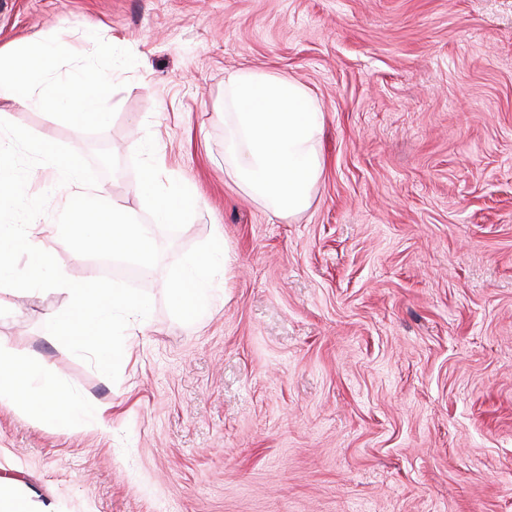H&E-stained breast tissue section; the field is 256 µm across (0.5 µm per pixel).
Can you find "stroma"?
<instances>
[{
  "instance_id": "obj_1",
  "label": "stroma",
  "mask_w": 512,
  "mask_h": 512,
  "mask_svg": "<svg viewBox=\"0 0 512 512\" xmlns=\"http://www.w3.org/2000/svg\"><path fill=\"white\" fill-rule=\"evenodd\" d=\"M66 41L50 72L112 74L106 124L7 121L91 160L152 225L118 381L21 293L0 343L105 422L71 432L0 402V475L54 512H512V0H0V47ZM289 76L321 102L310 207L274 217L227 173L224 77ZM193 197L153 226V153ZM66 276L104 261L43 240ZM205 317L173 280L211 248Z\"/></svg>"
}]
</instances>
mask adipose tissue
Masks as SVG:
<instances>
[{
  "instance_id": "1",
  "label": "adipose tissue",
  "mask_w": 512,
  "mask_h": 512,
  "mask_svg": "<svg viewBox=\"0 0 512 512\" xmlns=\"http://www.w3.org/2000/svg\"><path fill=\"white\" fill-rule=\"evenodd\" d=\"M63 47L51 42L17 45L0 50V102L22 108H42L49 102L66 104L73 117L97 124L107 115L102 110L112 87L111 74L84 70L75 80L46 90L48 61L55 59ZM138 193L149 195L154 207V220L174 224L180 217L179 207L188 201V189L163 187L155 181L138 185ZM215 254L190 261L175 280L176 289H189L187 308L194 318L205 312L201 299L204 272L215 261ZM7 399L25 406L36 419L73 426L85 418L102 421L99 404L92 400L75 403L71 394L57 381L51 366L35 364L19 357L11 348L0 345V400ZM0 512H53L35 490H20L15 478L0 476Z\"/></svg>"
}]
</instances>
